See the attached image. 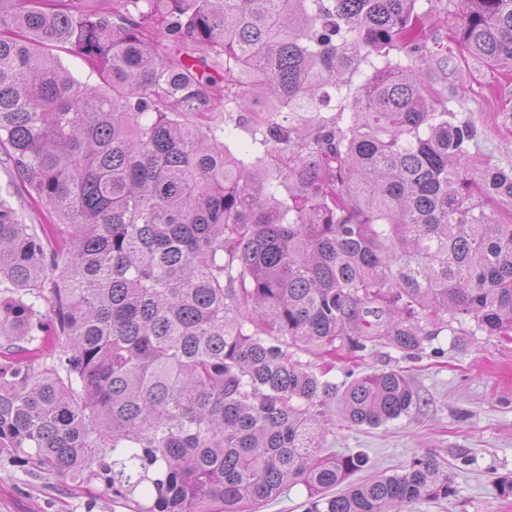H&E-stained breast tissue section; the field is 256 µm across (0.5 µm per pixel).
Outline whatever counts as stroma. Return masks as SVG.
Instances as JSON below:
<instances>
[{"label": "stroma", "mask_w": 512, "mask_h": 512, "mask_svg": "<svg viewBox=\"0 0 512 512\" xmlns=\"http://www.w3.org/2000/svg\"><path fill=\"white\" fill-rule=\"evenodd\" d=\"M428 79L447 99L449 111L476 125L478 146L470 166L512 167V118H505L503 112V96L512 93V75L490 72L481 61L458 50L449 63H433ZM215 120L235 127L232 151L264 157L246 108L216 113ZM21 183L0 153V196L24 223L48 224V213L22 193ZM308 361L316 372L331 365L328 379L339 386L355 374L399 368L409 375L419 396L409 415L379 427L351 426L341 413H334L326 450L364 452L368 469L356 473V480L371 473L404 472L415 458L432 454L447 462L455 494L444 501L420 502L418 512H512V496L500 495L495 485L497 477L512 475V342L481 333L460 340L447 329L426 341L415 359L378 343L357 357L339 351L312 355ZM0 512L128 510L114 502L100 482L76 488L0 457Z\"/></svg>", "instance_id": "1"}]
</instances>
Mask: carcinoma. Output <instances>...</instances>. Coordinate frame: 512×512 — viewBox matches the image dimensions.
<instances>
[{"label": "carcinoma", "instance_id": "1", "mask_svg": "<svg viewBox=\"0 0 512 512\" xmlns=\"http://www.w3.org/2000/svg\"><path fill=\"white\" fill-rule=\"evenodd\" d=\"M92 2L0 0V148L63 240L0 197V456L129 512L453 496L432 455L332 493L368 459L324 453L329 405L379 426L419 398L395 369L338 395L300 358H414L454 321L512 340V167H465L477 129L426 80L450 48L412 35L419 0ZM459 3L452 40L512 71V0ZM246 100L267 162L214 121ZM62 65L72 74V76L81 82L98 81L96 73H93L90 66L81 57L73 54H60ZM307 491L303 485L287 488L283 493L261 507L258 512H304Z\"/></svg>", "mask_w": 512, "mask_h": 512}]
</instances>
